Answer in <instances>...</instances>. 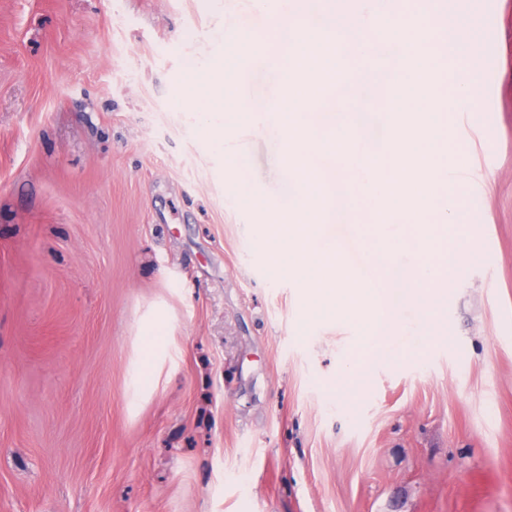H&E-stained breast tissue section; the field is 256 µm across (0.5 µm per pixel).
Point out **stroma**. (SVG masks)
I'll list each match as a JSON object with an SVG mask.
<instances>
[{"label":"stroma","instance_id":"1","mask_svg":"<svg viewBox=\"0 0 512 512\" xmlns=\"http://www.w3.org/2000/svg\"><path fill=\"white\" fill-rule=\"evenodd\" d=\"M452 8L486 63L451 124L482 260L352 404L324 391L348 329L298 339L263 217L173 108L207 92L215 0H0V512H512V0ZM168 329V322L165 318L156 317L144 332V341L141 360L135 371V386L139 390L152 381V368L154 357L160 347L159 338Z\"/></svg>","mask_w":512,"mask_h":512}]
</instances>
